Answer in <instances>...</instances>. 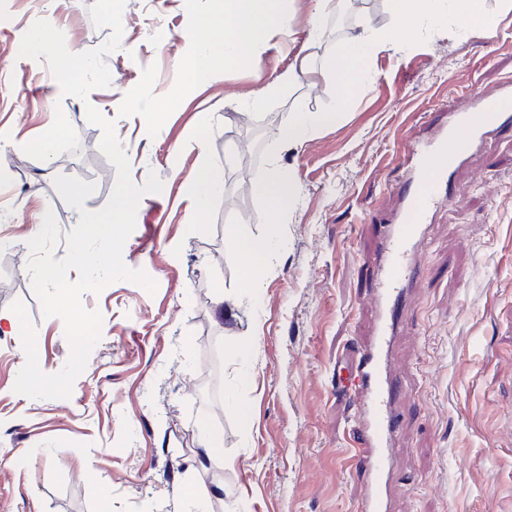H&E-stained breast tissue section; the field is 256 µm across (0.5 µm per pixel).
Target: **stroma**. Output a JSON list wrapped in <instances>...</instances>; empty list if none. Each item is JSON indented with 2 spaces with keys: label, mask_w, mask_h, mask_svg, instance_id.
Returning a JSON list of instances; mask_svg holds the SVG:
<instances>
[{
  "label": "stroma",
  "mask_w": 512,
  "mask_h": 512,
  "mask_svg": "<svg viewBox=\"0 0 512 512\" xmlns=\"http://www.w3.org/2000/svg\"><path fill=\"white\" fill-rule=\"evenodd\" d=\"M93 3L0 0V313L22 302L40 369L65 367L72 348L33 291L28 242L45 212L64 235L80 218L57 176L94 183L88 210L110 199L116 169L101 128L86 121L90 105L114 120L133 182L163 183L140 200L122 253L157 290L119 280L82 293L102 316L100 339L67 398L16 393L21 332H0V512H354L360 484L336 360L371 333L370 263L380 225L401 206L393 186L409 176L413 143L462 111L471 90L512 78V5L484 0L496 18L484 34L464 36L446 17L372 54L341 120L292 145L281 134L289 112L335 110L339 83L278 89L276 78L299 54L322 66L349 35L328 16L310 42L315 0H288L291 34L269 35L258 64L217 65L198 85L186 72L223 19L217 0H126L121 45L105 58L110 87L65 97L46 61L20 56L21 40L45 20L71 52L101 47L111 30L94 25ZM269 86L274 94L251 106ZM58 125L67 135L49 161L40 143ZM204 161L222 171L224 191L200 213ZM276 168L296 186L280 218L257 193ZM447 191L456 202L427 223L393 348L407 395L392 512H512V120ZM229 224L283 243L248 295ZM220 293L233 318L221 317ZM239 337L250 342L242 355L231 350ZM213 431L224 439L220 463L203 460ZM183 484L208 493L184 499Z\"/></svg>",
  "instance_id": "35a3bbf8"
}]
</instances>
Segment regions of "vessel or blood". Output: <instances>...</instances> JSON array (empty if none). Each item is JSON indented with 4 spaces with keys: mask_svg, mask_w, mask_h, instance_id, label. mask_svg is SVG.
<instances>
[{
    "mask_svg": "<svg viewBox=\"0 0 512 512\" xmlns=\"http://www.w3.org/2000/svg\"><path fill=\"white\" fill-rule=\"evenodd\" d=\"M510 100L512 93L506 91L492 96L472 93L465 109L449 114L432 140L415 144L412 191L394 223L379 228L372 260L378 278L371 298L376 311L372 337L336 365V388L350 399L355 422L353 465L363 485L355 512H389L394 437L402 421L397 404L405 395L391 351L405 286L420 270L415 248L424 236L426 218L449 204L441 191L443 182L501 125V105Z\"/></svg>",
    "mask_w": 512,
    "mask_h": 512,
    "instance_id": "vessel-or-blood-1",
    "label": "vessel or blood"
}]
</instances>
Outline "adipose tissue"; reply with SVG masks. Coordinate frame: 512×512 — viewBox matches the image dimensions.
<instances>
[{
  "label": "adipose tissue",
  "instance_id": "adipose-tissue-1",
  "mask_svg": "<svg viewBox=\"0 0 512 512\" xmlns=\"http://www.w3.org/2000/svg\"><path fill=\"white\" fill-rule=\"evenodd\" d=\"M397 27L390 38H382L372 31L367 23H359L357 32L341 43L333 58L323 67H314L309 58L303 57L279 76V83L286 84L301 77L315 78L317 74H334L340 77L344 95H351L365 76L360 61L373 54L380 46L401 48L414 34L417 22L433 18L444 12L463 22L462 32L468 36L483 33L494 22V15L485 10L483 0H387ZM224 15L227 25L216 26L212 43L202 44L188 71L189 82L204 79L211 72L215 55H222L225 64L253 63L259 61L269 34H288V14L285 0H224ZM341 111L311 112L297 108L288 115L282 127L285 141L299 143L310 131L339 122ZM226 239L232 241L244 265L241 285L246 290L257 288L266 271L271 255L276 251V236L254 237L243 225L229 224L225 229Z\"/></svg>",
  "mask_w": 512,
  "mask_h": 512
}]
</instances>
